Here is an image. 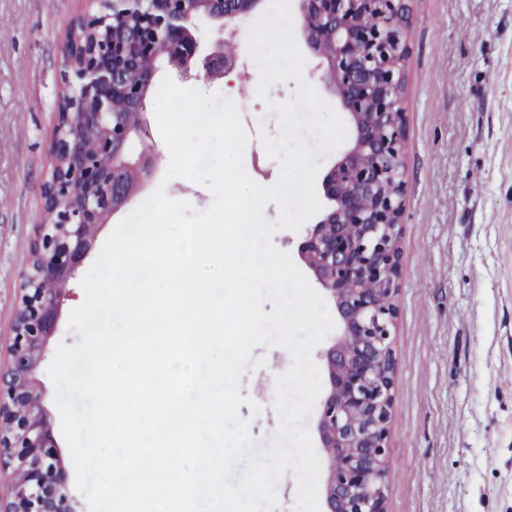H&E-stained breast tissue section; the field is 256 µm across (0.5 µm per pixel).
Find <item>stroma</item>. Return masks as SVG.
<instances>
[{"label": "stroma", "instance_id": "stroma-1", "mask_svg": "<svg viewBox=\"0 0 512 512\" xmlns=\"http://www.w3.org/2000/svg\"><path fill=\"white\" fill-rule=\"evenodd\" d=\"M79 0H0V341L9 335L62 91L65 34ZM407 76L406 211L396 295V374L388 436L387 512H512V0H415ZM238 107L244 167L270 187L280 164L263 137L280 133L270 102L295 80L257 89L244 53ZM160 162L134 197L157 188L207 209L211 191L165 180L169 151L144 114ZM292 359L258 346L240 379L239 414L259 450L279 428L276 378ZM258 411H251V404Z\"/></svg>", "mask_w": 512, "mask_h": 512}]
</instances>
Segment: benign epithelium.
Listing matches in <instances>:
<instances>
[{
	"instance_id": "obj_1",
	"label": "benign epithelium",
	"mask_w": 512,
	"mask_h": 512,
	"mask_svg": "<svg viewBox=\"0 0 512 512\" xmlns=\"http://www.w3.org/2000/svg\"><path fill=\"white\" fill-rule=\"evenodd\" d=\"M66 33L62 93L30 248L0 370V512H78L34 372L55 335L67 287L95 235L126 206L158 156L133 157L160 65L184 80L238 68L242 27L264 0H81ZM320 81L352 140L322 182L331 202L299 257L332 299L340 332L325 354L318 433L327 512H387L386 445L395 358V295L405 212L406 73L412 0H295ZM213 39L204 46L198 24Z\"/></svg>"
}]
</instances>
